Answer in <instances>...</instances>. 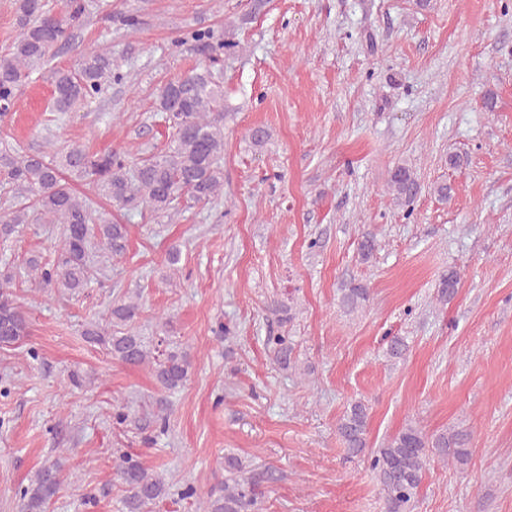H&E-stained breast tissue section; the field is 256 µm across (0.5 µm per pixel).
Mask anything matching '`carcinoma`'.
I'll return each mask as SVG.
<instances>
[{
    "instance_id": "1",
    "label": "carcinoma",
    "mask_w": 512,
    "mask_h": 512,
    "mask_svg": "<svg viewBox=\"0 0 512 512\" xmlns=\"http://www.w3.org/2000/svg\"><path fill=\"white\" fill-rule=\"evenodd\" d=\"M18 32L7 51L0 55V118L10 112L16 98L39 65L48 63L53 50L68 42L72 32L87 19L85 0H18ZM191 41L208 58L190 73L162 84L156 93V111L165 114L171 136L163 149L137 163H130L117 151L89 153L80 147L52 149L42 155L28 153L18 142L9 143V134L0 128V191L11 195L8 211L0 216V237H8L22 224H57L60 247L57 257L43 262L32 255L25 261L27 277L41 288L57 290L63 300L79 295L101 271L95 261L100 254L121 257L126 253L128 227L107 217L102 202L115 206L139 203L151 214L161 215L181 201L210 203L224 187V89L214 63L238 43L219 38L210 28L194 29ZM124 74L112 67V55L91 49L80 53L74 68L51 70L53 85L51 111L79 112L105 97L112 83ZM388 190L405 204L414 201L420 184L407 165L397 166L387 183ZM378 249L376 235L361 233L357 243L360 260L370 261ZM15 275L0 272V346L10 347L28 335V320L13 298ZM459 277L450 268L441 275L436 300L445 304L455 297ZM369 300V288L351 281L341 288V305L355 312ZM140 315L135 301L112 302L104 323L91 322L83 336L132 366L150 367L167 390L183 386L192 363L187 353L172 347H151L129 329ZM276 361L292 364L293 346L282 335L267 336ZM369 407L362 401L351 403L336 423V433L352 456L368 453L384 497L386 512H412L427 465L438 461L458 469L471 458L472 433L451 427L427 434L408 425L384 439L378 448L368 449ZM57 461L38 470L30 485L21 490L24 512H47L61 489ZM242 465L229 458L224 466V494L205 496L191 485L181 492L195 499L196 512H259L258 480L240 475ZM125 486L127 512H152L168 495L165 480L144 468L133 456H124L116 472Z\"/></svg>"
}]
</instances>
